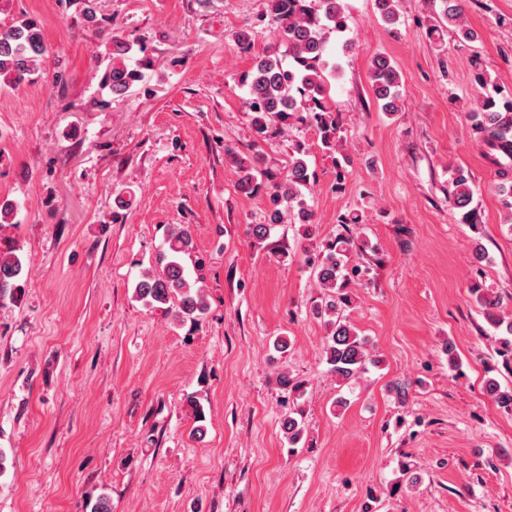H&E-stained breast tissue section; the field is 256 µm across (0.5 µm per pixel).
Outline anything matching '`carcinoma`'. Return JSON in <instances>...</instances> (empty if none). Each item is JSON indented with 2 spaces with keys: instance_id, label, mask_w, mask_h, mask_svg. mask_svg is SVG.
Returning <instances> with one entry per match:
<instances>
[{
  "instance_id": "carcinoma-1",
  "label": "carcinoma",
  "mask_w": 512,
  "mask_h": 512,
  "mask_svg": "<svg viewBox=\"0 0 512 512\" xmlns=\"http://www.w3.org/2000/svg\"><path fill=\"white\" fill-rule=\"evenodd\" d=\"M74 2L85 23L101 32L112 26L109 19L98 16L97 0ZM267 2L278 38L288 45L290 61L285 65L276 51L267 50L255 57L250 70L241 74L240 84L246 88L245 104L252 129L257 140L264 144L298 125L314 130L317 146L335 160L339 189L346 178L350 158L343 152L342 129L336 107L331 104L326 75L338 70L336 59L328 51L329 37L348 28L342 0ZM433 2L439 4V11L435 12L437 24L429 28V36L436 38L437 44H442L448 32L460 43L476 40L475 30L464 19L465 0ZM375 4L386 25L394 28L400 23L398 0H375ZM133 51V44L121 38L113 37L108 43L109 62L100 84L113 95L125 94L141 81V71L127 64ZM46 54L47 46L37 21L25 19L8 27L0 25V83L17 85L24 81L40 68ZM474 80L479 87L477 103L466 112V118L486 160L507 182L512 179V87L500 84L482 70L474 75ZM369 81L382 111L391 115L401 110L403 75L389 58L377 55L372 59ZM310 148L311 145L301 141L294 143L288 166L275 171L265 166L259 151L242 156L232 147H224V155L237 175V188L247 195L269 197L271 206L264 222L252 225L257 238H267L272 226L282 223L288 213L307 227L316 223L315 212L302 193L317 178L305 160ZM473 199L469 172L462 167L453 169L448 203L461 213V220L466 224L476 223ZM363 224L365 217L360 210L339 215L336 235L322 241L314 257H306L321 288L312 312L326 327L325 361L336 379L347 385L366 370L367 364L374 362L364 339L343 316L351 304L352 288L361 285L365 273L360 266L351 264L357 229ZM191 249L190 226L171 231L156 256L157 270L146 272L135 287L136 298L145 306L165 304L179 322H195L207 311L202 289L188 281L182 264V256ZM22 269L17 255L0 253V294H12L21 288ZM473 292L477 293L490 324L512 335V318L501 313L500 296L478 284ZM485 389L497 405L512 409V390L501 389L494 379L486 382ZM282 429L289 445L300 442L304 428L298 418L292 415L283 418Z\"/></svg>"
}]
</instances>
